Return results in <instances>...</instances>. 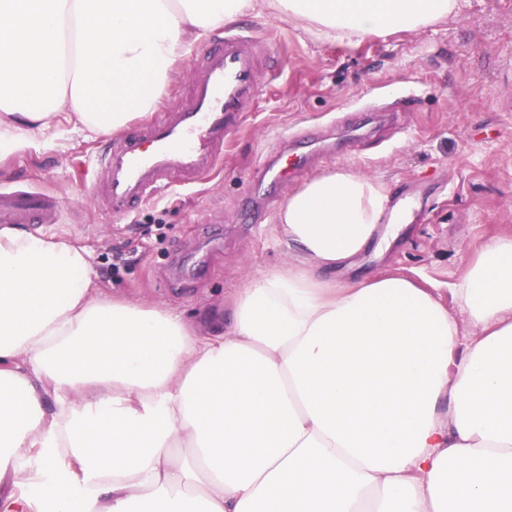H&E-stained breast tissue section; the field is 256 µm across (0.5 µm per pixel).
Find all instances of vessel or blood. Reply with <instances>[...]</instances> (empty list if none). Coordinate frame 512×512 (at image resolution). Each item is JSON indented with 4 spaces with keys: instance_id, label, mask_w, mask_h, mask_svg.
<instances>
[{
    "instance_id": "vessel-or-blood-1",
    "label": "vessel or blood",
    "mask_w": 512,
    "mask_h": 512,
    "mask_svg": "<svg viewBox=\"0 0 512 512\" xmlns=\"http://www.w3.org/2000/svg\"><path fill=\"white\" fill-rule=\"evenodd\" d=\"M264 43L229 34L192 62L186 97L135 132L114 138L92 183L102 205L121 213L172 181L191 183L224 153V143L250 111ZM62 205L53 194L0 187V223L55 224Z\"/></svg>"
}]
</instances>
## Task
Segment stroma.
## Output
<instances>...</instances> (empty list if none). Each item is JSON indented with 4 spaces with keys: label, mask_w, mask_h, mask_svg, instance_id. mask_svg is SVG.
<instances>
[{
    "label": "stroma",
    "mask_w": 512,
    "mask_h": 512,
    "mask_svg": "<svg viewBox=\"0 0 512 512\" xmlns=\"http://www.w3.org/2000/svg\"><path fill=\"white\" fill-rule=\"evenodd\" d=\"M233 28L265 38L275 67L262 72L213 172L130 214L109 213L90 187L108 138L62 119L0 161V185L60 197L62 220L48 233L91 254L105 295L174 308L194 323L202 311L222 312L248 279L302 263L265 195L283 200L306 179L347 167L382 183L409 221L339 279L405 277L456 307L452 289L470 260L489 237L512 233V107H503L512 104V0H461L435 25L357 45L315 40L269 13ZM403 98L413 110L392 139L377 124L358 154L339 148L284 181L257 179L279 135L301 136V152L311 153L331 120L360 127L365 103Z\"/></svg>",
    "instance_id": "1"
}]
</instances>
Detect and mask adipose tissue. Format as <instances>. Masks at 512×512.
Here are the masks:
<instances>
[{
    "mask_svg": "<svg viewBox=\"0 0 512 512\" xmlns=\"http://www.w3.org/2000/svg\"><path fill=\"white\" fill-rule=\"evenodd\" d=\"M458 7L0 0V156L64 113L107 134L154 111L194 45L251 14L358 43ZM387 204L345 167L308 178L275 214L307 267L196 327L104 298L85 250L0 228V512H512V236L454 311L404 277L338 281L397 232Z\"/></svg>",
    "mask_w": 512,
    "mask_h": 512,
    "instance_id": "ef3b65f1",
    "label": "adipose tissue"
}]
</instances>
